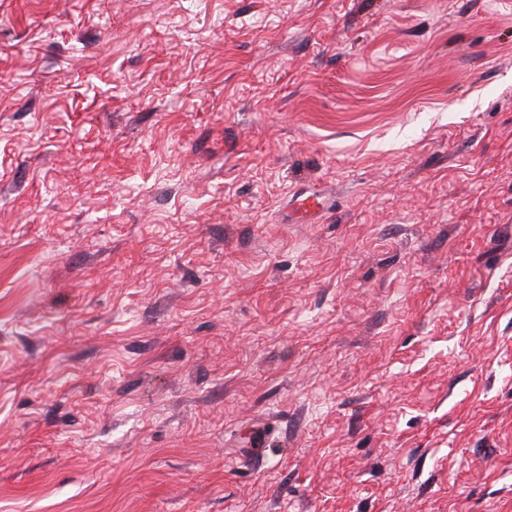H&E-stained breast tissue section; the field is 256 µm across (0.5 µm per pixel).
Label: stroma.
<instances>
[{
	"label": "stroma",
	"instance_id": "obj_1",
	"mask_svg": "<svg viewBox=\"0 0 512 512\" xmlns=\"http://www.w3.org/2000/svg\"><path fill=\"white\" fill-rule=\"evenodd\" d=\"M0 512H512V0H0Z\"/></svg>",
	"mask_w": 512,
	"mask_h": 512
}]
</instances>
